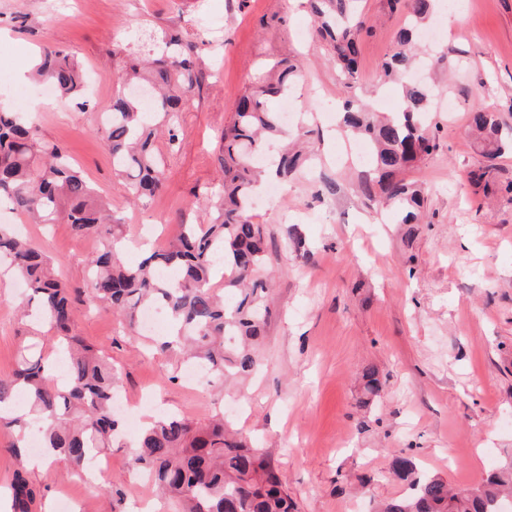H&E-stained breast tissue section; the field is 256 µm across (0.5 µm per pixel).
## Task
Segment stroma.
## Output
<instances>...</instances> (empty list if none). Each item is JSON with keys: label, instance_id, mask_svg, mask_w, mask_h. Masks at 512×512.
<instances>
[{"label": "stroma", "instance_id": "1", "mask_svg": "<svg viewBox=\"0 0 512 512\" xmlns=\"http://www.w3.org/2000/svg\"><path fill=\"white\" fill-rule=\"evenodd\" d=\"M363 14L371 31L348 88L302 0H0V70L13 81L46 48L69 51L95 79L88 108L60 99L38 105L36 119L41 138L70 152L121 220L129 263L142 244L166 246L180 221H206L208 207L196 198L220 176L214 148L237 98L266 64L300 62L288 128L305 133L312 165L280 182L274 206L253 213L269 234L261 371L220 389L192 387L174 378L175 358L156 335L129 332L119 316L86 302L75 320L76 334L111 355L122 395L153 394L158 407L194 422L220 411L254 438L299 512H373L375 502L401 496L404 484L388 475L399 453L458 487L477 484L512 450V153L496 159L489 185L468 180L485 164L468 133L476 103L512 124V0H475L453 22L438 13L440 38L419 39L446 52L428 80L455 111L439 118L440 149L405 173L423 188L430 217L411 234L393 223L392 208H369L359 188L367 165L339 155L347 135L339 115L323 113L324 103L340 108L350 98L392 109L402 102L398 85L380 79L404 14L388 0H363ZM161 29L188 34L208 79L188 97L176 145L156 142L163 189L136 204L95 129L122 85L121 59L148 53L137 33ZM0 224L18 225L54 258L61 279L85 286L97 236L7 211ZM22 293L14 279L0 287V376L31 343L16 311ZM366 367L381 390L365 405ZM30 478L47 512L63 498L73 512H112L104 486L68 463L47 462Z\"/></svg>", "mask_w": 512, "mask_h": 512}]
</instances>
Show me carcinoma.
<instances>
[{"instance_id":"carcinoma-1","label":"carcinoma","mask_w":512,"mask_h":512,"mask_svg":"<svg viewBox=\"0 0 512 512\" xmlns=\"http://www.w3.org/2000/svg\"><path fill=\"white\" fill-rule=\"evenodd\" d=\"M308 2L316 31L328 41L332 63L349 88L358 79L359 44L366 32L359 17L361 0ZM402 2L413 23L396 33L395 49L383 65L388 80L405 76L416 65L414 23L427 19L439 0H390L391 8ZM196 49L180 32L159 31L151 39L153 56L129 63L122 74L129 84L155 90L152 115H146L143 103L119 91L97 128L112 166L126 174L128 191L136 200L150 199L162 189L164 162L154 148L157 127L166 128L168 144L175 146L179 114L204 79ZM299 74L298 66L281 60L273 76L239 98L216 151L224 179L205 192L208 222L181 225L169 246L151 250L135 265L123 260L121 242L112 233L119 219L106 212L95 187L67 151L43 143L32 118L1 109L0 206L36 224L64 222L78 235H99L102 247L87 265L90 302L115 312L131 327L142 308L160 307L171 318L163 347L192 348L193 358L218 381L249 375L260 367L252 344L263 335L270 315L266 281L261 278L266 230L252 221L251 201L268 167L286 179L302 164L299 152L287 148L276 155L269 147V140L281 131V113L268 104L287 95ZM34 76L54 85L61 96L86 105L83 72L70 53L45 49ZM432 97L431 86L406 82L398 111L380 116L367 105L349 102L343 116L372 147L374 178L365 186V195L394 207L401 224L426 220L420 187L402 173L440 148ZM470 125L476 147L488 162L471 176L478 185L490 174L493 161L512 151V126L482 103L470 113ZM258 154L269 155V161L255 165ZM220 263L231 270L224 277L229 304L211 286ZM2 265L22 281L26 304L52 333L66 383H59L52 360L29 347L14 372L0 376V404L23 399L40 423L41 447L54 449L74 470L82 471L92 452L102 453L121 440L122 424L112 409L118 387L112 362L74 333L82 288L60 279L53 260L16 236L8 224H0ZM10 452L16 463L10 512H38L27 451L14 444ZM130 466L133 472H147L179 505L178 512H295V502L271 460L222 418L194 425L174 414L158 417L138 437ZM392 473L408 483L409 492L387 501L378 512H501L502 498L512 493V458L472 488L452 489L447 480L419 472L413 458L404 454L394 457ZM125 484L122 479L107 487L116 512H125Z\"/></svg>"}]
</instances>
